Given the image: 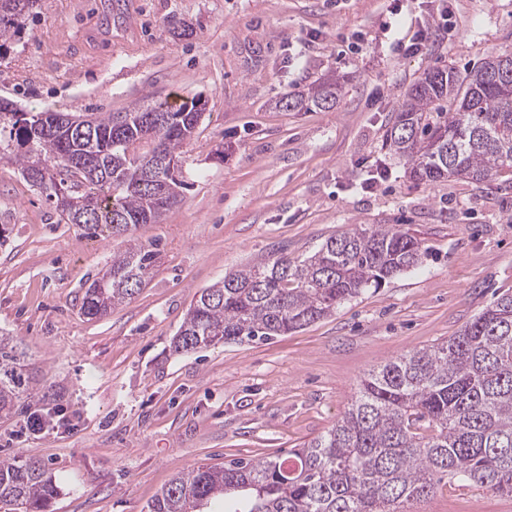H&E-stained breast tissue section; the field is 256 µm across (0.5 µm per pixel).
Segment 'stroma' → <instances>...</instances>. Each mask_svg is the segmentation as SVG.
<instances>
[{"label": "stroma", "mask_w": 512, "mask_h": 512, "mask_svg": "<svg viewBox=\"0 0 512 512\" xmlns=\"http://www.w3.org/2000/svg\"><path fill=\"white\" fill-rule=\"evenodd\" d=\"M419 55L396 51L430 17ZM512 44V0H41L0 50V99L35 114L105 115L177 92L206 111L182 155V203L128 235L90 237L0 160V334L24 338L44 381L0 417V460L34 457L51 512H148L179 472L283 458L335 425L364 375L446 341L512 293V170L493 182L412 180L382 140L429 69H466ZM348 75L335 108L280 99ZM391 175L366 189L378 166ZM402 224L421 263L331 316L267 341L172 354L201 289L245 265L305 257L328 237ZM158 259L134 297L97 320L82 294L131 245ZM409 512H512V496L444 480Z\"/></svg>", "instance_id": "stroma-1"}]
</instances>
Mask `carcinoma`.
Listing matches in <instances>:
<instances>
[{"instance_id":"1","label":"carcinoma","mask_w":512,"mask_h":512,"mask_svg":"<svg viewBox=\"0 0 512 512\" xmlns=\"http://www.w3.org/2000/svg\"><path fill=\"white\" fill-rule=\"evenodd\" d=\"M31 0H0V47L33 14ZM512 65V49L492 52L476 68L427 70L408 89L384 134L385 147L418 182L448 178L476 185L512 169V95L488 76L495 63ZM339 81L323 82L306 96L279 101L295 110L307 103L329 110L342 96ZM195 99L176 97L123 113L89 117L94 134L65 129L62 112L0 111V151L26 172L40 165L38 186L67 223L90 235L124 236L156 224L180 202L183 181L154 162L161 151L179 157L202 113ZM155 115L152 125L142 124ZM102 156L103 170L74 179L70 160ZM69 179L66 203L58 184ZM168 185L172 202L156 199ZM144 245L112 255L103 284L84 291L80 311L100 318L132 299L155 263ZM420 242L401 224L352 228L327 238L303 260L285 255L246 265L201 291L171 349L188 354L244 338L284 336L316 322L393 276L417 267ZM22 342L0 336V416L21 413L39 392ZM512 495V294L499 295L448 340L406 351L369 372L336 424L307 447L280 460H231L177 474L154 497L149 512H199L219 496L224 512H405L430 497L447 476ZM57 493L39 460L0 461V512H49Z\"/></svg>"}]
</instances>
